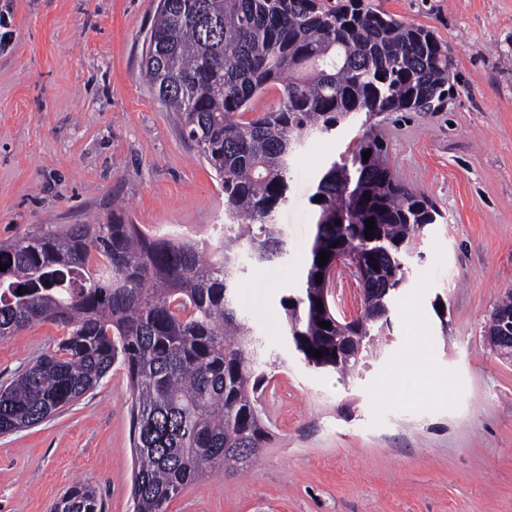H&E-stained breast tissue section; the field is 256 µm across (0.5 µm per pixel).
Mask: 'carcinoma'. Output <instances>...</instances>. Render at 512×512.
<instances>
[{
    "instance_id": "1",
    "label": "carcinoma",
    "mask_w": 512,
    "mask_h": 512,
    "mask_svg": "<svg viewBox=\"0 0 512 512\" xmlns=\"http://www.w3.org/2000/svg\"><path fill=\"white\" fill-rule=\"evenodd\" d=\"M451 67L431 29L364 0H166L150 30L145 75L222 182L224 241L209 250L153 237L114 213L108 224L1 243L0 341L39 322L64 326L68 336L0 387V434L40 424L99 386L120 359L132 396L134 512H167L203 475L252 463L271 440L260 390L276 362L259 361L233 283L244 255H283L273 214L288 202L294 146L362 112L435 110ZM274 87L278 102L258 109ZM380 150L363 140L321 176L310 257L299 287L280 299L294 349L317 369L350 374L366 364L390 330L383 314L406 281L409 252L440 216L377 164ZM335 242L364 257L366 287L389 289L352 323L325 308L326 282H317L319 252L336 253ZM102 510L82 483L52 508Z\"/></svg>"
}]
</instances>
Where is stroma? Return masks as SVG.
<instances>
[{
    "label": "stroma",
    "mask_w": 512,
    "mask_h": 512,
    "mask_svg": "<svg viewBox=\"0 0 512 512\" xmlns=\"http://www.w3.org/2000/svg\"><path fill=\"white\" fill-rule=\"evenodd\" d=\"M367 2L446 44L454 90L433 112L358 114L294 154L274 216L288 252L243 259L236 290L263 359L279 362L262 396L272 441L252 466L187 486L168 512H512V361L485 339L512 289V0ZM157 3L0 0V243L107 223L116 201L159 237L208 247L223 236L221 181L145 76ZM365 136L442 217L390 335L343 376L300 362L279 300L309 258L319 174ZM65 335L36 323L0 341V385ZM394 382L427 402H392ZM130 403L117 362L41 424L0 435V512H51L77 482L104 512H133Z\"/></svg>",
    "instance_id": "obj_1"
}]
</instances>
